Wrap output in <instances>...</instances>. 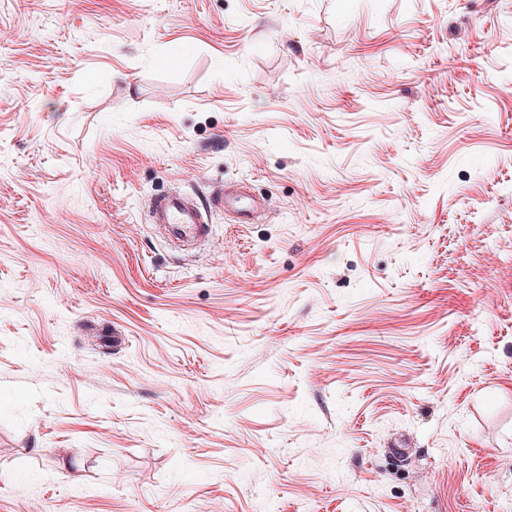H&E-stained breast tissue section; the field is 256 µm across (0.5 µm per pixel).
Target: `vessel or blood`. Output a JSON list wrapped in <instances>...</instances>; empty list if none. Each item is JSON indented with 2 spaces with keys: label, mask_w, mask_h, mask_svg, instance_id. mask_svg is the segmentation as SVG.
Instances as JSON below:
<instances>
[{
  "label": "vessel or blood",
  "mask_w": 512,
  "mask_h": 512,
  "mask_svg": "<svg viewBox=\"0 0 512 512\" xmlns=\"http://www.w3.org/2000/svg\"><path fill=\"white\" fill-rule=\"evenodd\" d=\"M219 199L225 209L244 214L259 208L257 201L236 190H221ZM149 210L152 221L171 228L180 241L201 245L210 239L212 226L207 210L183 194L155 197Z\"/></svg>",
  "instance_id": "b4317fda"
}]
</instances>
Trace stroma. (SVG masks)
<instances>
[{
  "instance_id": "1",
  "label": "stroma",
  "mask_w": 512,
  "mask_h": 512,
  "mask_svg": "<svg viewBox=\"0 0 512 512\" xmlns=\"http://www.w3.org/2000/svg\"><path fill=\"white\" fill-rule=\"evenodd\" d=\"M0 512H512V0H0ZM219 199L224 210L228 209L239 211L244 215H246L250 210L254 212L260 208V204L257 201L243 195L238 190H228L223 188L219 193ZM149 210L152 221L171 228L180 241L201 245L210 239L212 224L208 211L183 194L155 197Z\"/></svg>"
}]
</instances>
